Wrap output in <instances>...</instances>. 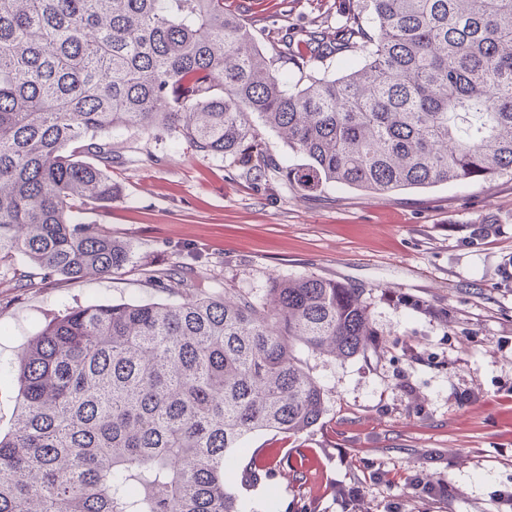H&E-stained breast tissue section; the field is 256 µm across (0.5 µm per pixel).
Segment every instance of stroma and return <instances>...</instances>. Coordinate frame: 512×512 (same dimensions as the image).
I'll use <instances>...</instances> for the list:
<instances>
[{
    "label": "stroma",
    "instance_id": "stroma-1",
    "mask_svg": "<svg viewBox=\"0 0 512 512\" xmlns=\"http://www.w3.org/2000/svg\"><path fill=\"white\" fill-rule=\"evenodd\" d=\"M263 51L285 27L307 30L352 0H226ZM117 197L79 218L133 250L129 271L17 288L0 278V432L18 407L10 377L28 340L72 306L166 302L143 272L188 264L214 292L263 298L272 279L315 275L357 288L373 336L360 355L300 357L324 392L316 425L251 434L260 482L230 473L245 512H512V176L387 195L308 192L249 178L236 157L205 156L183 139L112 137ZM489 214L491 235L476 228ZM351 490L338 500L336 485ZM445 487L444 496L433 495Z\"/></svg>",
    "mask_w": 512,
    "mask_h": 512
}]
</instances>
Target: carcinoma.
Instances as JSON below:
<instances>
[{
  "instance_id": "obj_1",
  "label": "carcinoma",
  "mask_w": 512,
  "mask_h": 512,
  "mask_svg": "<svg viewBox=\"0 0 512 512\" xmlns=\"http://www.w3.org/2000/svg\"><path fill=\"white\" fill-rule=\"evenodd\" d=\"M252 115L305 163L267 154ZM155 130L311 192L493 182L512 174V0H356L269 57L225 0H0V272L124 274L130 244L75 201L112 202L105 137ZM147 276L180 300L71 307L29 340L0 512H241L245 439L323 414L298 349L347 360L372 336L360 294L318 276L266 302L192 267Z\"/></svg>"
}]
</instances>
